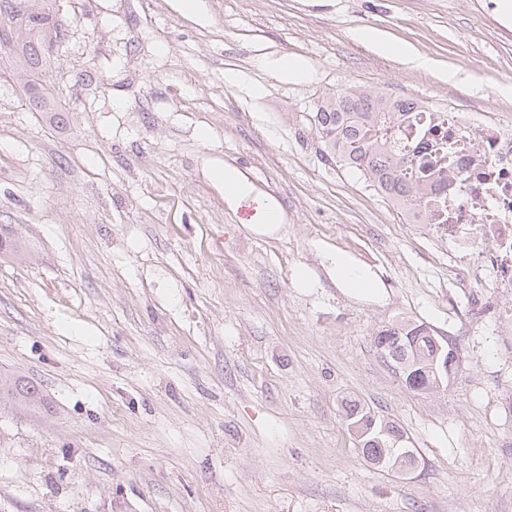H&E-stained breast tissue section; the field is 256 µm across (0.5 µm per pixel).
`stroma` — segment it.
<instances>
[{
	"label": "stroma",
	"mask_w": 512,
	"mask_h": 512,
	"mask_svg": "<svg viewBox=\"0 0 512 512\" xmlns=\"http://www.w3.org/2000/svg\"><path fill=\"white\" fill-rule=\"evenodd\" d=\"M36 6L61 27L45 65L0 45V375L51 414L0 406V512H512V294L449 266L311 124L345 85L512 116L498 0ZM287 54L308 80L273 70ZM224 165L282 206L276 234L237 223ZM336 253L379 295L340 288ZM404 317L454 349L447 386L410 391L378 354ZM346 396L404 431L414 472L364 460ZM361 37L365 41L372 43L382 54L397 55L406 58L408 61L415 62L416 65L423 68L429 66V62L427 60L419 59L415 56L410 55L404 47L382 38L377 32L373 30L364 32L361 35Z\"/></svg>",
	"instance_id": "35a3bbf8"
}]
</instances>
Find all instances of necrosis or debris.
Segmentation results:
<instances>
[{
  "label": "necrosis or debris",
  "instance_id": "1",
  "mask_svg": "<svg viewBox=\"0 0 512 512\" xmlns=\"http://www.w3.org/2000/svg\"><path fill=\"white\" fill-rule=\"evenodd\" d=\"M401 146L424 186L410 223L446 245L456 264L468 246L490 241L485 271L512 292V122L418 112Z\"/></svg>",
  "mask_w": 512,
  "mask_h": 512
}]
</instances>
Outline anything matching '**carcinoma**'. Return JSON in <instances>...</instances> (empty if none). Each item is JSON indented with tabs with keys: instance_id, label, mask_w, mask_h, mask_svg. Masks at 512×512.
Returning a JSON list of instances; mask_svg holds the SVG:
<instances>
[{
	"instance_id": "carcinoma-1",
	"label": "carcinoma",
	"mask_w": 512,
	"mask_h": 512,
	"mask_svg": "<svg viewBox=\"0 0 512 512\" xmlns=\"http://www.w3.org/2000/svg\"><path fill=\"white\" fill-rule=\"evenodd\" d=\"M21 21L33 39L17 47V54L37 68L43 62L42 32L50 27V18L27 12ZM417 106L419 102L414 99L397 101L382 91L344 87L322 100L313 113L326 158L359 172L403 212L420 201V192L403 173L394 147L403 135L405 115ZM375 345L406 387L422 388L431 379L428 357L432 355V343L425 325L402 321L382 331ZM5 400L25 407L43 406L40 390L18 379H0V401ZM342 408L349 425L362 435L361 453L367 462L388 469L412 471L417 467L416 456L405 457L403 449L394 447L403 437L400 429L378 422L356 399L343 401Z\"/></svg>"
}]
</instances>
